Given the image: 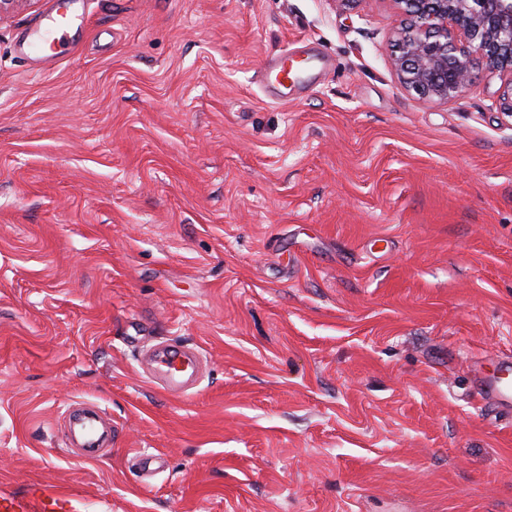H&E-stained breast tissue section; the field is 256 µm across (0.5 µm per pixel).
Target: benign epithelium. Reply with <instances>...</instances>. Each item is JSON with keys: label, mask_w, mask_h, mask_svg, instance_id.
<instances>
[{"label": "benign epithelium", "mask_w": 512, "mask_h": 512, "mask_svg": "<svg viewBox=\"0 0 512 512\" xmlns=\"http://www.w3.org/2000/svg\"><path fill=\"white\" fill-rule=\"evenodd\" d=\"M392 2L397 23L391 61L405 90L446 103L484 67L500 73L496 105L512 119V0Z\"/></svg>", "instance_id": "1"}]
</instances>
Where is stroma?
<instances>
[{
	"mask_svg": "<svg viewBox=\"0 0 512 512\" xmlns=\"http://www.w3.org/2000/svg\"><path fill=\"white\" fill-rule=\"evenodd\" d=\"M84 2L53 57L19 52L50 0L0 20V496L512 512V410L470 390L512 357L498 74L402 89L391 0ZM166 341L206 361L188 396L148 376ZM75 402L112 418L96 459Z\"/></svg>",
	"mask_w": 512,
	"mask_h": 512,
	"instance_id": "obj_1",
	"label": "stroma"
}]
</instances>
